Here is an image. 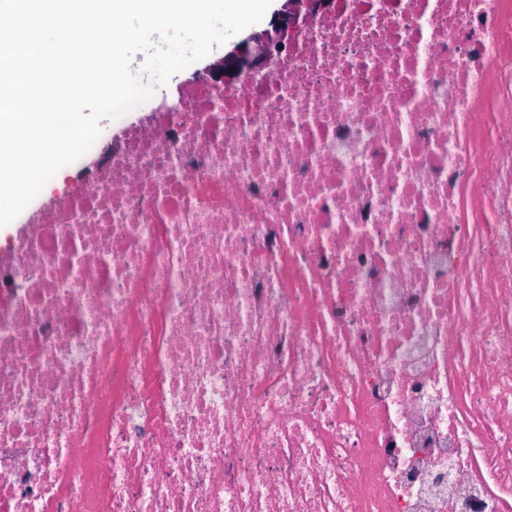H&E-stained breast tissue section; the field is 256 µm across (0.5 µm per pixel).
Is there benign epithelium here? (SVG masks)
<instances>
[{"label": "benign epithelium", "mask_w": 512, "mask_h": 512, "mask_svg": "<svg viewBox=\"0 0 512 512\" xmlns=\"http://www.w3.org/2000/svg\"><path fill=\"white\" fill-rule=\"evenodd\" d=\"M332 6L333 0H285L266 29L232 42L224 56L207 65L204 72L224 78L227 85L244 76L272 74L280 66L282 52L299 21H307Z\"/></svg>", "instance_id": "7a95c632"}]
</instances>
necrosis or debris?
<instances>
[{"label":"necrosis or debris","mask_w":512,"mask_h":512,"mask_svg":"<svg viewBox=\"0 0 512 512\" xmlns=\"http://www.w3.org/2000/svg\"><path fill=\"white\" fill-rule=\"evenodd\" d=\"M512 0H335L98 139L0 262V512H512Z\"/></svg>","instance_id":"obj_1"}]
</instances>
